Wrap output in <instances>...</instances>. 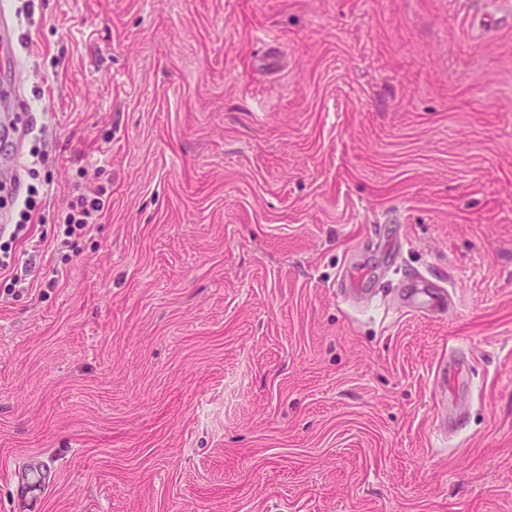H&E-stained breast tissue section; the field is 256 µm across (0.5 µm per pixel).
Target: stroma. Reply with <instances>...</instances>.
Returning a JSON list of instances; mask_svg holds the SVG:
<instances>
[{
	"mask_svg": "<svg viewBox=\"0 0 512 512\" xmlns=\"http://www.w3.org/2000/svg\"><path fill=\"white\" fill-rule=\"evenodd\" d=\"M21 5L35 232L105 207L0 288V512H512L503 0Z\"/></svg>",
	"mask_w": 512,
	"mask_h": 512,
	"instance_id": "obj_1",
	"label": "stroma"
}]
</instances>
